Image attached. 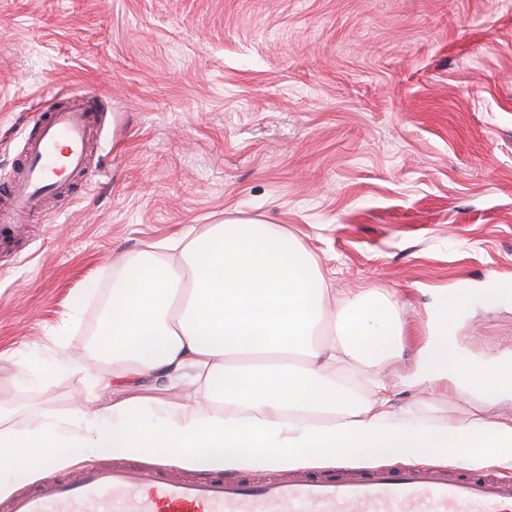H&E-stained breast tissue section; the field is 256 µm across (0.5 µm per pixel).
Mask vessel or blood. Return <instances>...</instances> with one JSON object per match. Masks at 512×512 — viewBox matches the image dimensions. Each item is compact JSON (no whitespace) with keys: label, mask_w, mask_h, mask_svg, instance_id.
<instances>
[{"label":"vessel or blood","mask_w":512,"mask_h":512,"mask_svg":"<svg viewBox=\"0 0 512 512\" xmlns=\"http://www.w3.org/2000/svg\"><path fill=\"white\" fill-rule=\"evenodd\" d=\"M98 107L77 97L51 110L28 143L24 172L0 204V228L22 224L68 177L87 172ZM512 478L456 475L439 465L337 469L295 475L169 480L142 466L86 464L79 478L41 481L9 512H506Z\"/></svg>","instance_id":"obj_1"}]
</instances>
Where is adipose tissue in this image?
<instances>
[{"label":"adipose tissue","instance_id":"1","mask_svg":"<svg viewBox=\"0 0 512 512\" xmlns=\"http://www.w3.org/2000/svg\"><path fill=\"white\" fill-rule=\"evenodd\" d=\"M176 260L147 251L113 272L96 342L116 379L192 372L188 401L146 399L79 421L0 414V498L19 483L99 455L138 456L199 473L235 475L381 456L512 470V416L493 414L512 393V360L480 371L442 329L419 349L422 382L480 391L485 415L421 426L395 415L384 369L409 331L384 295L327 301L323 274L287 229L233 217L186 230ZM359 369L370 398L339 377Z\"/></svg>","mask_w":512,"mask_h":512}]
</instances>
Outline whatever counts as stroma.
Instances as JSON below:
<instances>
[{
    "label": "stroma",
    "mask_w": 512,
    "mask_h": 512,
    "mask_svg": "<svg viewBox=\"0 0 512 512\" xmlns=\"http://www.w3.org/2000/svg\"><path fill=\"white\" fill-rule=\"evenodd\" d=\"M93 95L96 172L0 242V410L73 419L186 378L112 377L94 348L112 264L225 213L281 224L331 301L375 289L412 329L443 293L512 282V0H0V194L46 107ZM512 356V298L449 319ZM83 355L80 369L54 366ZM387 366L416 423L480 412Z\"/></svg>",
    "instance_id": "obj_1"
}]
</instances>
